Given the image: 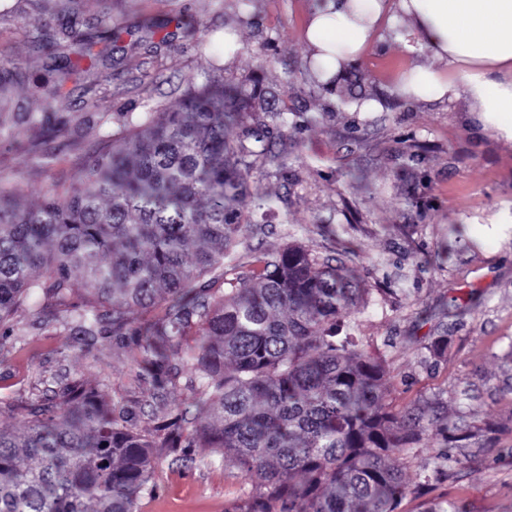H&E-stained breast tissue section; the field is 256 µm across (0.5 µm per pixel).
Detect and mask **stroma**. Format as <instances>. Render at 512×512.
<instances>
[{
  "label": "stroma",
  "instance_id": "obj_1",
  "mask_svg": "<svg viewBox=\"0 0 512 512\" xmlns=\"http://www.w3.org/2000/svg\"><path fill=\"white\" fill-rule=\"evenodd\" d=\"M317 0H83L77 28L107 22L112 38L96 46L95 67L37 51L34 20L57 29L68 19L56 0H13L0 9V62L19 66L7 111L83 112L86 123L48 140L50 167L15 152L0 136V180L23 204L82 177L80 156L118 130L124 113L146 117L176 109L202 67L214 64L238 80L254 75L281 105L322 113V121L286 133L257 153L247 176L251 194L275 203L269 215L243 217L247 244L258 251L298 243L348 267L364 290L351 333L388 365L384 383L399 407H418L462 434V441L425 440L412 449L409 495L400 512H421L425 500L447 499L462 512H512V240L484 231L512 210V142L480 132L465 100H413L398 95L396 74L418 61L447 69L431 52H404L410 26L372 38L336 80L360 81V102L325 93L307 65L302 37ZM240 51L224 58V35ZM71 73L60 92L57 69ZM94 93H84L87 84ZM375 103L371 112L361 102ZM20 335L0 352V401L39 387L52 395L70 378L108 400L125 396L135 369L121 357L94 359L83 341L49 321L18 313ZM454 456L448 476L432 473L435 450ZM188 461L158 453L137 512H224L249 485L232 459L209 461L192 449Z\"/></svg>",
  "mask_w": 512,
  "mask_h": 512
}]
</instances>
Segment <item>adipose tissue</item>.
Listing matches in <instances>:
<instances>
[{
    "mask_svg": "<svg viewBox=\"0 0 512 512\" xmlns=\"http://www.w3.org/2000/svg\"><path fill=\"white\" fill-rule=\"evenodd\" d=\"M402 17L411 22L400 37L405 51L429 48L448 69L414 64L398 92L414 100L465 99L483 130L512 141V0H326L303 35L314 62L333 74Z\"/></svg>",
    "mask_w": 512,
    "mask_h": 512,
    "instance_id": "ef3b65f1",
    "label": "adipose tissue"
}]
</instances>
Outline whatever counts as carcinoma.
Segmentation results:
<instances>
[{"label": "carcinoma", "mask_w": 512, "mask_h": 512, "mask_svg": "<svg viewBox=\"0 0 512 512\" xmlns=\"http://www.w3.org/2000/svg\"><path fill=\"white\" fill-rule=\"evenodd\" d=\"M34 28L39 46L89 59L111 31ZM269 95L206 74L179 110L123 121L77 186L31 207L0 187V349L32 296L29 314L65 333L93 339L108 324L113 355L138 370L131 391L158 420L131 429L120 402L78 379L14 406L25 430L0 424V512H135L158 448L234 457L251 489L224 512H396L410 493L404 461L428 428L423 412L394 406L384 361L339 335L361 289L305 246L254 253L242 241L253 151L229 129L259 137L322 119L260 116L255 101ZM83 121L0 113L15 148L45 165L46 139ZM135 308L151 314L134 320ZM185 370L197 417L164 402Z\"/></svg>", "instance_id": "carcinoma-1"}]
</instances>
